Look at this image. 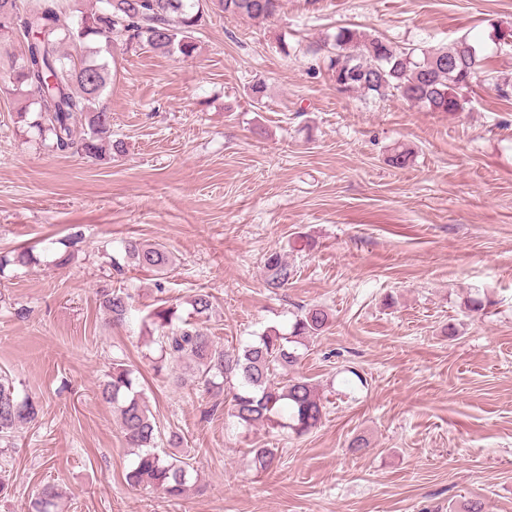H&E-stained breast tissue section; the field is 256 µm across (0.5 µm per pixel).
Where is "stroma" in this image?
<instances>
[{"label": "stroma", "mask_w": 512, "mask_h": 512, "mask_svg": "<svg viewBox=\"0 0 512 512\" xmlns=\"http://www.w3.org/2000/svg\"><path fill=\"white\" fill-rule=\"evenodd\" d=\"M350 24L403 47L466 37L512 77V0H282L264 22L207 15L188 58L116 51L111 158L52 151L19 123L24 96L0 94V253L37 258L0 274V373L40 407L0 452V512H27L46 483L59 512H512V100L482 82L448 114L338 92L306 47ZM397 145L413 164L388 165ZM131 238L167 246L164 277L124 265ZM271 252L286 287L267 284ZM120 287L136 319L112 326L100 293ZM201 289L227 349L329 310L294 368L326 406L317 428L242 426L190 374L156 370L140 318L187 316ZM477 294L490 304L473 317ZM116 359L162 436L183 438L180 499L125 481L135 456L99 393ZM253 448L277 450L272 471ZM264 268L268 277V285L272 288H283L288 285V281L293 277V270L288 265L281 254L271 252L265 255Z\"/></svg>", "instance_id": "obj_1"}]
</instances>
